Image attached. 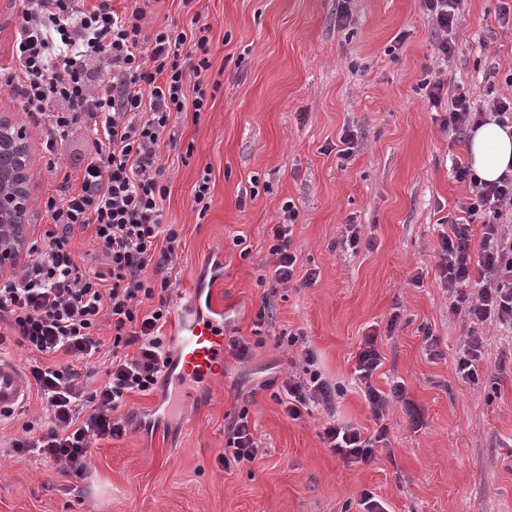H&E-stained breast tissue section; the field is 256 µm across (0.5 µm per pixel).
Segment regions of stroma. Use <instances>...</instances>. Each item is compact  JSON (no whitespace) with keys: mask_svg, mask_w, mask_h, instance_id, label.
Wrapping results in <instances>:
<instances>
[{"mask_svg":"<svg viewBox=\"0 0 512 512\" xmlns=\"http://www.w3.org/2000/svg\"><path fill=\"white\" fill-rule=\"evenodd\" d=\"M505 0H464L443 57L421 0H146V27L186 28L192 13L210 27L207 82L220 87L200 118L175 122L174 146L160 162L169 194L164 221L176 225L174 292L202 282L223 290L224 334L254 343L247 362L225 357L219 373L159 394L128 397L132 425L97 441L83 479L51 462L0 452V512H363L362 494L389 512H512V328L476 325L437 277L440 230L460 217L469 193L451 164L466 146L432 111L423 80L469 89L487 109V84L512 97V28L501 27ZM351 17L339 21L340 8ZM23 0H0V114L23 128L29 149V241H42L43 203L59 194L55 160L78 184L96 151L89 119L73 124L54 151L45 128L24 112L9 75ZM402 44H395L398 34ZM358 148L337 156L343 129ZM211 174L206 212L193 202ZM293 202L297 276L311 286L271 281L266 238ZM359 224L361 246L346 250L345 226ZM266 283H259V275ZM273 317L256 326L263 297ZM297 334L295 344L282 342ZM482 336L476 382L455 360L469 334ZM377 337L385 360L373 383H404L422 412L412 424L403 403L386 417L389 451L346 465L322 438L326 414L288 418L282 380L302 375L306 352L344 392L340 421L373 420L354 383L358 349ZM247 411L259 445L254 461L224 470V426Z\"/></svg>","mask_w":512,"mask_h":512,"instance_id":"stroma-1","label":"stroma"}]
</instances>
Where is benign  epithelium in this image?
Returning <instances> with one entry per match:
<instances>
[{"label":"benign epithelium","instance_id":"7a95c632","mask_svg":"<svg viewBox=\"0 0 512 512\" xmlns=\"http://www.w3.org/2000/svg\"><path fill=\"white\" fill-rule=\"evenodd\" d=\"M15 158V166L0 172V272L14 266L27 245L29 156L23 131L0 116V153Z\"/></svg>","mask_w":512,"mask_h":512}]
</instances>
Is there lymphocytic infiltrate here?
Returning a JSON list of instances; mask_svg holds the SVG:
<instances>
[{
	"instance_id": "f902f5d3",
	"label": "lymphocytic infiltrate",
	"mask_w": 512,
	"mask_h": 512,
	"mask_svg": "<svg viewBox=\"0 0 512 512\" xmlns=\"http://www.w3.org/2000/svg\"><path fill=\"white\" fill-rule=\"evenodd\" d=\"M440 34L438 49L453 55L455 18L463 0H421ZM142 7L117 13L109 0L87 8L80 0H27L13 55L20 73L14 89L25 112L46 123V150L80 117H88L97 135L95 156L83 168L80 189H64L44 203L50 227L43 244H31L19 278L0 281V342L13 336L17 345L43 355H68L62 365L31 364L30 375L45 405L42 423L27 422L10 446L20 456L36 450L62 473L80 478L89 466L92 444L119 438L131 418L120 409L129 394L147 395L160 387L175 366L163 329L170 309L163 296L172 281L168 268L181 244L174 225L164 223L160 150L176 114L208 111L213 98L203 76L211 67L207 24L191 18L188 30L162 25L145 34ZM431 106H445L443 127L458 139L495 118L512 124V97H493L489 111L476 109L461 85L426 83ZM453 177L468 184L457 222L439 234L438 277L453 310L473 323L489 319L512 326V236L501 220L512 208V168L493 182L477 178L469 164L456 162ZM283 219L270 230L268 255L276 284L300 279L311 286L314 271L297 277L293 228L298 211L282 207ZM483 216V232L471 224ZM94 227L102 268L86 270L72 247L76 231ZM154 308H147V301ZM111 336L102 339V327ZM384 356L375 336H365L356 360L357 385L367 401L375 429L350 424L323 430L329 449L348 465L370 464L389 428L392 402L406 398L403 383L384 392L372 383ZM102 366L100 386L88 383ZM286 411L302 419L321 407L333 412L340 385L322 373L288 377ZM223 465L254 460L258 445L246 413L224 429Z\"/></svg>"
}]
</instances>
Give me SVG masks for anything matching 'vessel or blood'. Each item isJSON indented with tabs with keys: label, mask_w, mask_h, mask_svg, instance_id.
<instances>
[{
	"label": "vessel or blood",
	"mask_w": 512,
	"mask_h": 512,
	"mask_svg": "<svg viewBox=\"0 0 512 512\" xmlns=\"http://www.w3.org/2000/svg\"><path fill=\"white\" fill-rule=\"evenodd\" d=\"M217 295L186 288L174 304V344L180 376L208 377L224 362V328L211 311ZM30 392L26 375L14 361L0 356V412L21 406Z\"/></svg>",
	"instance_id": "1"
}]
</instances>
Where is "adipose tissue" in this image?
Instances as JSON below:
<instances>
[{
	"label": "adipose tissue",
	"instance_id": "1",
	"mask_svg": "<svg viewBox=\"0 0 512 512\" xmlns=\"http://www.w3.org/2000/svg\"><path fill=\"white\" fill-rule=\"evenodd\" d=\"M469 163L484 181H495L512 167V127L490 120L472 132L467 143Z\"/></svg>",
	"mask_w": 512,
	"mask_h": 512
}]
</instances>
